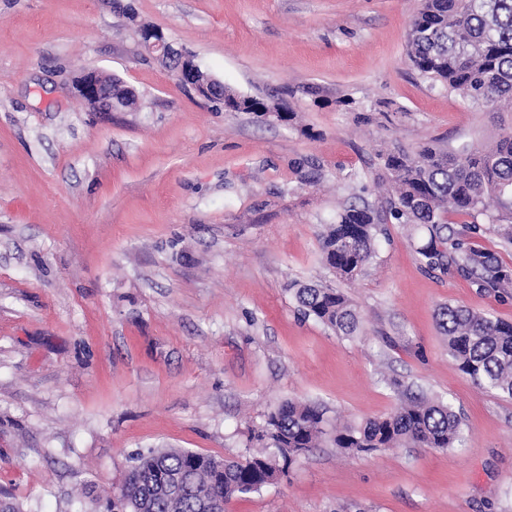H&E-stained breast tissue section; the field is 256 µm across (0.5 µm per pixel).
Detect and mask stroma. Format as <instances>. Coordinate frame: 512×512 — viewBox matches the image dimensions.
<instances>
[{"label": "stroma", "mask_w": 512, "mask_h": 512, "mask_svg": "<svg viewBox=\"0 0 512 512\" xmlns=\"http://www.w3.org/2000/svg\"><path fill=\"white\" fill-rule=\"evenodd\" d=\"M419 0H0V496L23 512H107L129 457L244 459L281 403L356 424L404 392L451 403L445 450L310 449L226 512H512V400L476 387L436 323L460 304L512 323V290L429 272L389 224L342 290L339 336L290 282H329L320 237L374 187L380 151L491 141L500 123L407 61ZM243 95L262 123L198 96L141 25ZM136 103L94 112L80 71ZM224 105L227 106V111L246 112L247 114L251 111H261L266 114L267 118L271 117L278 122H290L294 115L284 101L269 104L260 97L239 95L227 87H224Z\"/></svg>", "instance_id": "1"}]
</instances>
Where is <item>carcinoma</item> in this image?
<instances>
[{"mask_svg": "<svg viewBox=\"0 0 512 512\" xmlns=\"http://www.w3.org/2000/svg\"><path fill=\"white\" fill-rule=\"evenodd\" d=\"M408 60L418 73L441 83L448 93L493 113L512 112V0H421L407 36ZM97 78L112 87L119 103L129 90L116 79L81 71L80 83ZM224 105L235 112L260 111L279 122L293 120L284 101L267 103L224 88ZM379 181L391 194L382 206L364 199L336 212L320 238L322 263L336 277L350 280L375 256L382 225L406 224L419 233L415 253L430 271L453 267L486 290L512 288V269L493 253L460 236L450 218L470 219L468 233L485 231L483 216L507 244H512V126H503L489 144L443 146L426 143L410 152L394 148L381 154ZM299 310L341 336L359 328L353 302L340 290L318 283L290 289ZM437 323L448 355L471 381L512 398V324L464 306L440 307ZM324 410L312 403L284 402L263 429L253 434L258 449L243 461L217 459L177 448H153L131 457L122 484L127 489L120 512H208L216 498L229 501L261 489L270 474L329 437L348 452L399 446L448 449L460 441L462 421L442 401L410 396L391 413L327 433ZM162 471L190 473V491L180 497L158 494Z\"/></svg>", "mask_w": 512, "mask_h": 512, "instance_id": "carcinoma-1", "label": "carcinoma"}]
</instances>
